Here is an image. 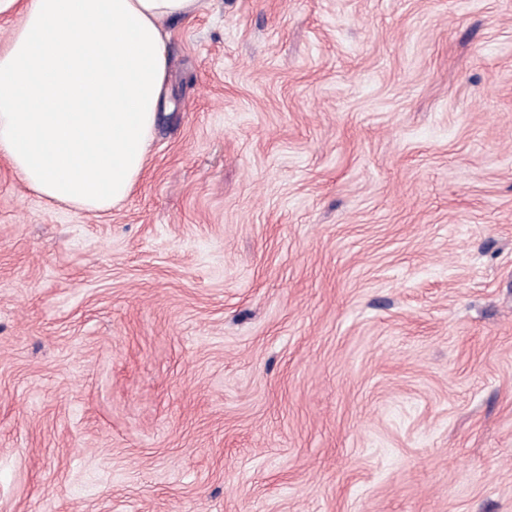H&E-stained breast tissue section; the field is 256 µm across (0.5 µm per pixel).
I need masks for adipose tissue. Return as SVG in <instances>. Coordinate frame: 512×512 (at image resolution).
Here are the masks:
<instances>
[{"label":"adipose tissue","instance_id":"ef3b65f1","mask_svg":"<svg viewBox=\"0 0 512 512\" xmlns=\"http://www.w3.org/2000/svg\"><path fill=\"white\" fill-rule=\"evenodd\" d=\"M198 0H27L0 49V157L86 211L126 199L147 157L169 56L161 26Z\"/></svg>","mask_w":512,"mask_h":512}]
</instances>
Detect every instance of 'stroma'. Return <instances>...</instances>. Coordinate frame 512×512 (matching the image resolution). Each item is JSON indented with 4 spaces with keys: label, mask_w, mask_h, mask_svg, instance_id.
<instances>
[{
    "label": "stroma",
    "mask_w": 512,
    "mask_h": 512,
    "mask_svg": "<svg viewBox=\"0 0 512 512\" xmlns=\"http://www.w3.org/2000/svg\"><path fill=\"white\" fill-rule=\"evenodd\" d=\"M133 192L0 158V512H512V0H200Z\"/></svg>",
    "instance_id": "stroma-1"
}]
</instances>
